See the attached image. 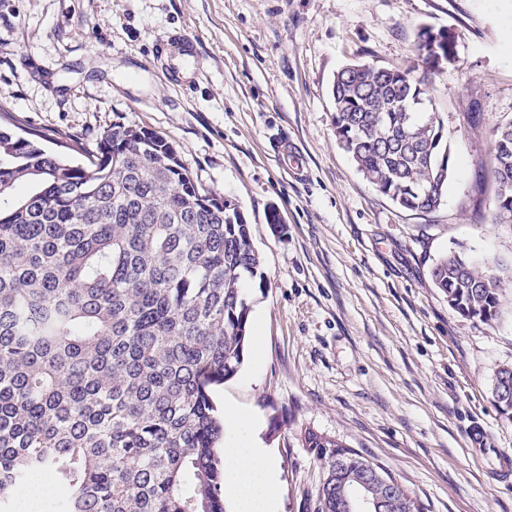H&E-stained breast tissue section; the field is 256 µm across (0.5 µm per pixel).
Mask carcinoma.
I'll use <instances>...</instances> for the list:
<instances>
[{
    "instance_id": "obj_1",
    "label": "carcinoma",
    "mask_w": 512,
    "mask_h": 512,
    "mask_svg": "<svg viewBox=\"0 0 512 512\" xmlns=\"http://www.w3.org/2000/svg\"><path fill=\"white\" fill-rule=\"evenodd\" d=\"M436 47L417 33L429 67L448 58ZM427 83L354 64L331 86L338 145L378 192L421 213L442 204L452 170ZM491 138L494 221L512 226V118ZM41 140L0 129V512L41 470L65 492L54 512H226L211 388L244 360L241 282L264 284L250 225L155 131L116 123L91 147L64 137L55 150ZM507 277L512 267L480 270L456 251L431 269L450 309L488 325ZM505 378L512 364L491 396L511 422ZM299 441L325 469L315 512H346L368 459L311 428ZM398 496L387 512H421Z\"/></svg>"
}]
</instances>
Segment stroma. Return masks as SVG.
Returning <instances> with one entry per match:
<instances>
[{
	"mask_svg": "<svg viewBox=\"0 0 512 512\" xmlns=\"http://www.w3.org/2000/svg\"><path fill=\"white\" fill-rule=\"evenodd\" d=\"M424 25L457 37L436 71L415 53ZM508 28L512 0H0V103L19 127L159 132L250 224L260 351L212 398L263 422L281 512H314L323 472L304 428L385 468L422 512H512V482L494 476L512 470V423L490 394L512 363V281L487 325L453 312L430 275L451 251L512 265L488 167L490 130L512 117ZM168 33L196 51L180 87L157 52ZM355 63L428 77L453 161L436 211L397 207L338 146L330 86Z\"/></svg>",
	"mask_w": 512,
	"mask_h": 512,
	"instance_id": "obj_1",
	"label": "stroma"
}]
</instances>
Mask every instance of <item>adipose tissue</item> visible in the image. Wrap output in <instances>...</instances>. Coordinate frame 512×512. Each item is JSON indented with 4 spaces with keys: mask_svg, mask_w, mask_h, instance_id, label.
Here are the masks:
<instances>
[{
    "mask_svg": "<svg viewBox=\"0 0 512 512\" xmlns=\"http://www.w3.org/2000/svg\"><path fill=\"white\" fill-rule=\"evenodd\" d=\"M261 424L234 405L224 409V495L235 512H280L274 451L265 447Z\"/></svg>",
    "mask_w": 512,
    "mask_h": 512,
    "instance_id": "adipose-tissue-1",
    "label": "adipose tissue"
}]
</instances>
